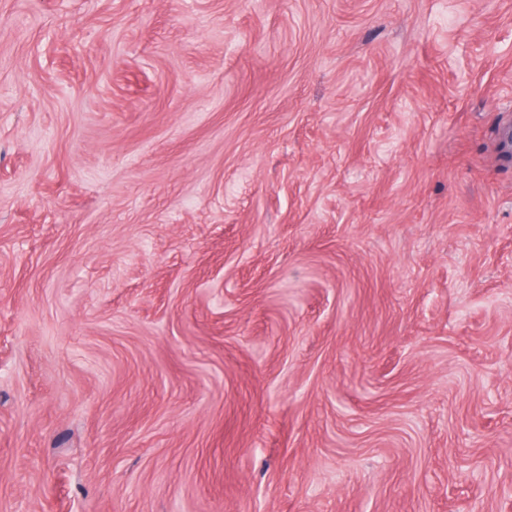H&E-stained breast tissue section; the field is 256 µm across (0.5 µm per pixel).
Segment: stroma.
Listing matches in <instances>:
<instances>
[{
    "mask_svg": "<svg viewBox=\"0 0 512 512\" xmlns=\"http://www.w3.org/2000/svg\"><path fill=\"white\" fill-rule=\"evenodd\" d=\"M512 0H0V512H512Z\"/></svg>",
    "mask_w": 512,
    "mask_h": 512,
    "instance_id": "35a3bbf8",
    "label": "stroma"
}]
</instances>
